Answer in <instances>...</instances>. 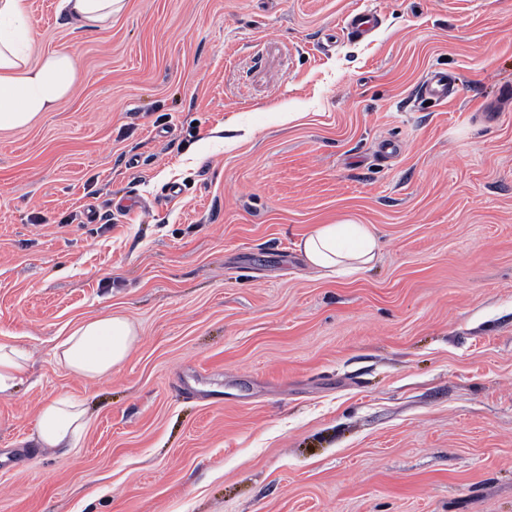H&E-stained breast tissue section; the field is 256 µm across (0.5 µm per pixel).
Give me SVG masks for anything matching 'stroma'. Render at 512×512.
Instances as JSON below:
<instances>
[{"mask_svg":"<svg viewBox=\"0 0 512 512\" xmlns=\"http://www.w3.org/2000/svg\"><path fill=\"white\" fill-rule=\"evenodd\" d=\"M0 131V512H512V0H127ZM377 13L359 40L343 25ZM445 70L454 100L416 89ZM372 225L373 267L298 249ZM138 328L108 379L52 348ZM60 393L77 448L33 437ZM308 264L336 275H354L373 264L379 240L369 224H320L299 243ZM29 356L19 347L0 343V398H9L27 374ZM88 422L81 400L58 394L42 403L34 427L35 439L41 448H76Z\"/></svg>","mask_w":512,"mask_h":512,"instance_id":"1","label":"stroma"}]
</instances>
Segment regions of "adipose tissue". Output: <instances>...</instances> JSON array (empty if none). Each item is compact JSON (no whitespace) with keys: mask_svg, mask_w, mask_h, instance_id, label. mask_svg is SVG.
Instances as JSON below:
<instances>
[{"mask_svg":"<svg viewBox=\"0 0 512 512\" xmlns=\"http://www.w3.org/2000/svg\"><path fill=\"white\" fill-rule=\"evenodd\" d=\"M126 0H60L59 10L74 30L101 27L120 14ZM81 77L68 49L35 54L29 27V0H0V131L28 127L53 111ZM299 248L311 267L354 275L373 264L379 240L370 225L342 221L322 224ZM136 327L119 314L84 320L53 349L55 361L81 377L109 378L128 358ZM29 368L26 352L0 343V398L11 397ZM88 427L81 400L59 394L45 400L37 414L35 439L44 448L76 447Z\"/></svg>","mask_w":512,"mask_h":512,"instance_id":"adipose-tissue-1","label":"adipose tissue"}]
</instances>
